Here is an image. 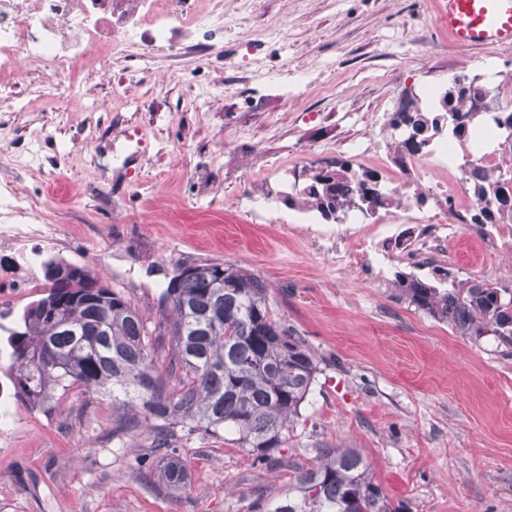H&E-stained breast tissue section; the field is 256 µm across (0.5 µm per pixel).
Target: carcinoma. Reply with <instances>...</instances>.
Masks as SVG:
<instances>
[{
	"label": "carcinoma",
	"mask_w": 512,
	"mask_h": 512,
	"mask_svg": "<svg viewBox=\"0 0 512 512\" xmlns=\"http://www.w3.org/2000/svg\"><path fill=\"white\" fill-rule=\"evenodd\" d=\"M493 99L477 77L456 78L437 98V106L417 96L405 98L404 111L393 112L410 124L421 144L436 129L440 113L453 122L460 143L474 134L476 118ZM462 117L465 123L458 124ZM505 133L500 153L512 157V109L496 118ZM480 200L499 196V179L465 163L461 166ZM376 212L388 207L378 172H355L336 160L328 169H311L310 178L291 208L312 209L327 222L339 221L346 202ZM475 224H512V206L484 207ZM73 278L44 272L49 292L23 311L10 334L12 384L28 406L50 413L57 395L81 387L112 398V440L119 443L152 423V448L159 477L169 488L185 485L186 465L174 458L170 438L176 431L234 441L251 449L254 461L270 466L288 442V431L319 372L305 341L276 317L268 288L248 271L213 260L178 261L160 295L162 318L154 325L120 291L103 284L82 267ZM434 282L396 274L395 288L409 303L458 335L494 336L512 348V311L496 296L506 292L493 283L456 280L432 269ZM451 287H444L445 283ZM165 354L158 356L157 349ZM374 482L356 448H321L313 462L294 468L288 492L272 507L257 512H405Z\"/></svg>",
	"instance_id": "cac0c4a2"
}]
</instances>
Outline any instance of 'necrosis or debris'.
I'll use <instances>...</instances> for the list:
<instances>
[{"instance_id":"1","label":"necrosis or debris","mask_w":512,"mask_h":512,"mask_svg":"<svg viewBox=\"0 0 512 512\" xmlns=\"http://www.w3.org/2000/svg\"><path fill=\"white\" fill-rule=\"evenodd\" d=\"M193 0H0V116L20 105L18 85L31 81L27 63L55 77L74 76L99 43L111 54L124 53L138 35L168 45L175 53L197 52L200 45L224 32L223 16L192 10ZM190 28L175 40L177 23ZM358 169L374 165L393 205L404 213L400 224H367L353 211L347 224H309L305 230L316 249L340 268L364 273L382 287L384 269L393 252L415 265L435 266L455 225L419 210L418 184L429 181L434 194L449 198L455 217L470 218L479 201L465 174L448 153V125L440 123L428 144L399 167L378 156L370 138L353 149ZM67 232L56 224L35 221V206L24 194L0 196V331L8 329L16 311L47 288L37 274L42 258L65 246ZM11 358L0 350V453L14 447L24 432L26 416L9 392Z\"/></svg>"}]
</instances>
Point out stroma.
<instances>
[{
	"label": "stroma",
	"mask_w": 512,
	"mask_h": 512,
	"mask_svg": "<svg viewBox=\"0 0 512 512\" xmlns=\"http://www.w3.org/2000/svg\"><path fill=\"white\" fill-rule=\"evenodd\" d=\"M224 37L172 57L146 43L85 69L71 92L18 91L25 111L5 137L22 165L0 195L31 197L42 224L68 227L64 261L122 291L149 321L178 259L218 260L269 287L274 314L314 350L319 373L281 453L363 454L411 512H512V356L471 340L315 252L307 234L251 221L248 197L277 212L291 165L349 159L371 120L403 95L480 76H512V46L459 47L435 26L439 0H222ZM132 138L118 172L82 147ZM474 224L457 236L456 279L512 289V254L481 252ZM188 478L159 481L149 439L112 442V402L76 387L0 455V512H255L282 497L288 469L254 464L231 439L176 443Z\"/></svg>",
	"instance_id": "35a3bbf8"
}]
</instances>
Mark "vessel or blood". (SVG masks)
<instances>
[{
    "instance_id": "vessel-or-blood-1",
    "label": "vessel or blood",
    "mask_w": 512,
    "mask_h": 512,
    "mask_svg": "<svg viewBox=\"0 0 512 512\" xmlns=\"http://www.w3.org/2000/svg\"><path fill=\"white\" fill-rule=\"evenodd\" d=\"M436 24L460 47L512 44V0H440Z\"/></svg>"
}]
</instances>
